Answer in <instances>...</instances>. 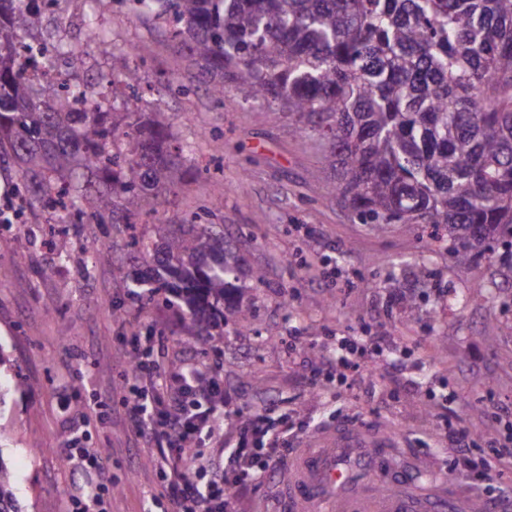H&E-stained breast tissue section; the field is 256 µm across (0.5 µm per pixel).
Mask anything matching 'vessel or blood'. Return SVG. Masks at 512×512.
I'll list each match as a JSON object with an SVG mask.
<instances>
[{"label":"vessel or blood","mask_w":512,"mask_h":512,"mask_svg":"<svg viewBox=\"0 0 512 512\" xmlns=\"http://www.w3.org/2000/svg\"><path fill=\"white\" fill-rule=\"evenodd\" d=\"M402 443L401 433L349 424L318 433L288 465L283 494L292 512H338L343 506L360 512H471L459 486L420 483L424 464L418 460L402 465L389 498H377L360 484L363 471L378 468Z\"/></svg>","instance_id":"b4317fda"}]
</instances>
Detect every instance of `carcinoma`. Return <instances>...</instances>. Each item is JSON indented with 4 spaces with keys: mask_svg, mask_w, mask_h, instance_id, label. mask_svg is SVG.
<instances>
[{
    "mask_svg": "<svg viewBox=\"0 0 512 512\" xmlns=\"http://www.w3.org/2000/svg\"><path fill=\"white\" fill-rule=\"evenodd\" d=\"M140 18L168 17L172 41L212 94L224 80L246 99L277 103L300 137L318 136L337 200L362 224L431 226L467 264L503 248L512 269V0H130ZM38 0H0V156L18 166L29 207L62 229L129 228L168 201L192 150L174 146L158 110L69 111L94 98L85 80L63 93L30 84L12 61L33 37ZM131 51L112 79L140 80ZM123 139L125 149L111 146ZM128 261L161 257L180 289L161 303L196 331L231 316L254 327L252 294L236 286L240 258L208 224H169L160 241L132 240ZM0 460V512H20Z\"/></svg>",
    "mask_w": 512,
    "mask_h": 512,
    "instance_id": "obj_1",
    "label": "carcinoma"
}]
</instances>
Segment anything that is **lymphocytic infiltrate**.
<instances>
[{"mask_svg":"<svg viewBox=\"0 0 512 512\" xmlns=\"http://www.w3.org/2000/svg\"><path fill=\"white\" fill-rule=\"evenodd\" d=\"M208 374L199 363L154 365L143 350L121 372L120 406L136 441L154 449L162 496L177 512H227L237 483L266 486L273 462L289 452L288 431L268 428L265 417L253 413L236 444L223 445V463L207 459L199 442L217 438L214 404L224 398L222 385Z\"/></svg>","mask_w":512,"mask_h":512,"instance_id":"lymphocytic-infiltrate-1","label":"lymphocytic infiltrate"}]
</instances>
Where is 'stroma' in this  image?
I'll return each instance as SVG.
<instances>
[{
	"label": "stroma",
	"instance_id": "obj_1",
	"mask_svg": "<svg viewBox=\"0 0 512 512\" xmlns=\"http://www.w3.org/2000/svg\"><path fill=\"white\" fill-rule=\"evenodd\" d=\"M103 37L85 41L81 78L109 71L113 52L134 48L143 63L145 99L168 115L180 143L199 163L222 171L204 182L186 174L176 197L138 225L144 239L164 225L197 218L224 232L244 260L238 284L251 289L254 331L192 336L172 310L131 298L124 277L125 228L83 224L63 232L48 213L27 211L23 223L0 227V456L11 467L23 512H68L73 497L97 486V472H75L63 450L73 423L83 447L111 451L107 512H151L159 492L152 449L135 443L116 399L118 369L128 360L130 331L163 332L154 346L160 366L202 362L224 386L220 429L239 434L248 416L266 411L292 426L298 442L344 421L402 432L404 451L426 474L455 473L473 501L489 503L487 483L456 461L441 438L448 424L469 429L476 456L492 455L512 436V270L487 254L456 264L446 245L403 224L377 232L337 206L336 183L321 172L318 138L298 137L274 105L226 89L216 100L155 21L133 16L120 0L97 6ZM114 259L93 263L101 241ZM429 276L416 281L413 273ZM260 271L255 281L252 271ZM420 296L415 314L398 300ZM122 309L116 318L114 309ZM343 336L392 341L406 371L396 374L365 349L359 383L327 381L325 358ZM25 388H16L17 379ZM232 512H285L277 483L232 492Z\"/></svg>",
	"mask_w": 512,
	"mask_h": 512
}]
</instances>
